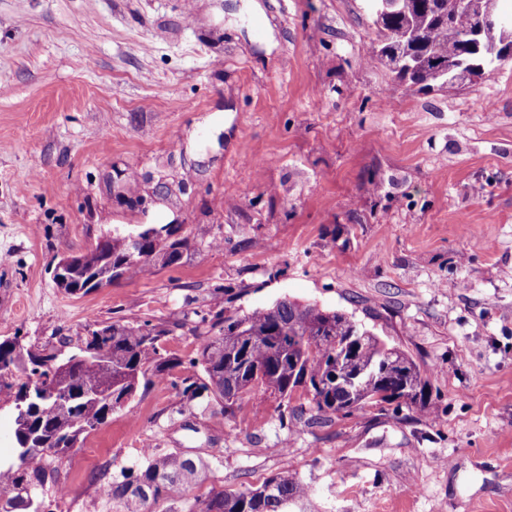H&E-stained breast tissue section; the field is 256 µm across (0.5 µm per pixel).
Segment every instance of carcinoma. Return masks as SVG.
Listing matches in <instances>:
<instances>
[{
    "mask_svg": "<svg viewBox=\"0 0 512 512\" xmlns=\"http://www.w3.org/2000/svg\"><path fill=\"white\" fill-rule=\"evenodd\" d=\"M454 8V0H402L401 11L376 24V42L368 58L394 69L396 53L409 52L412 69L396 75L398 81L420 90L438 86L452 89L460 65L493 57L484 48L472 54L458 35L473 27V18L457 12L453 27L438 15ZM181 225L157 227L164 241L146 238L140 243L114 233L90 253L81 270L70 276L65 292H89L97 276L107 282L130 278L152 266L149 255L160 246L163 266L174 263L191 237H178ZM224 324L207 338L190 364L201 367L206 381L188 380L179 396L187 405L211 393L226 415L235 414L244 395L262 387L285 402L292 417L303 407L290 406L292 393L301 388L309 396L311 419L327 423L346 405L361 413L369 405H395L425 410L430 404L427 380L404 351L387 345L372 331L339 311L289 299L268 307L218 320ZM161 332L149 322L140 325H92L76 351L67 357L46 353L13 336L0 340V393L15 409L14 434L23 435L26 447L17 448V463L0 469V512H35L38 486L44 483L48 461L74 447L80 437L104 424L112 412L124 408L140 380H162L182 362L158 347ZM358 390L350 395L336 384V371L354 376L364 368ZM59 382L54 398L33 406L24 399L28 385ZM208 463L181 452L153 453L122 480L102 482L109 512H155L153 506L180 490L202 484ZM308 496V488L293 476L266 479L257 488L210 490L196 499L191 512H288Z\"/></svg>",
    "mask_w": 512,
    "mask_h": 512,
    "instance_id": "cac0c4a2",
    "label": "carcinoma"
}]
</instances>
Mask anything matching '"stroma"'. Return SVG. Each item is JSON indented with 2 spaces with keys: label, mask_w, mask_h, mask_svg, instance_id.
<instances>
[{
  "label": "stroma",
  "mask_w": 512,
  "mask_h": 512,
  "mask_svg": "<svg viewBox=\"0 0 512 512\" xmlns=\"http://www.w3.org/2000/svg\"><path fill=\"white\" fill-rule=\"evenodd\" d=\"M365 0H0V339L70 353L150 322L181 364L57 460L91 495L140 449L205 456L175 500L308 485V512H512V62L420 92L368 61ZM163 199L132 209L112 176ZM205 229L168 266L70 296L52 270L113 231ZM339 310L406 352L426 412L319 427L177 387L221 312Z\"/></svg>",
  "instance_id": "obj_1"
}]
</instances>
